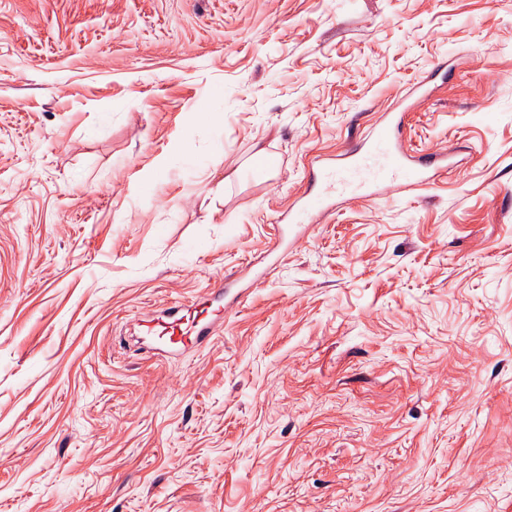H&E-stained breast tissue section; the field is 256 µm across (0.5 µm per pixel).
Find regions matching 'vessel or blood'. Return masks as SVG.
Returning <instances> with one entry per match:
<instances>
[{
  "instance_id": "1",
  "label": "vessel or blood",
  "mask_w": 512,
  "mask_h": 512,
  "mask_svg": "<svg viewBox=\"0 0 512 512\" xmlns=\"http://www.w3.org/2000/svg\"><path fill=\"white\" fill-rule=\"evenodd\" d=\"M404 118L401 112L385 116L358 150L336 158L317 157L313 172L321 180L320 188L289 208V223H312L332 208L334 197L364 194L385 178L419 189L437 186L451 166L448 156L409 153L402 140ZM223 318V310L206 304L188 310L173 306L148 321L143 333L158 346L182 351L208 344Z\"/></svg>"
}]
</instances>
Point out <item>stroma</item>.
Listing matches in <instances>:
<instances>
[{
    "label": "stroma",
    "mask_w": 512,
    "mask_h": 512,
    "mask_svg": "<svg viewBox=\"0 0 512 512\" xmlns=\"http://www.w3.org/2000/svg\"><path fill=\"white\" fill-rule=\"evenodd\" d=\"M418 83L445 181L269 252ZM0 512H512V0H0ZM198 306H201L198 308ZM173 306L146 324L143 336L159 347L182 351L201 347L210 342L218 322H223V310H211V305L199 304L191 309Z\"/></svg>",
    "instance_id": "obj_1"
}]
</instances>
